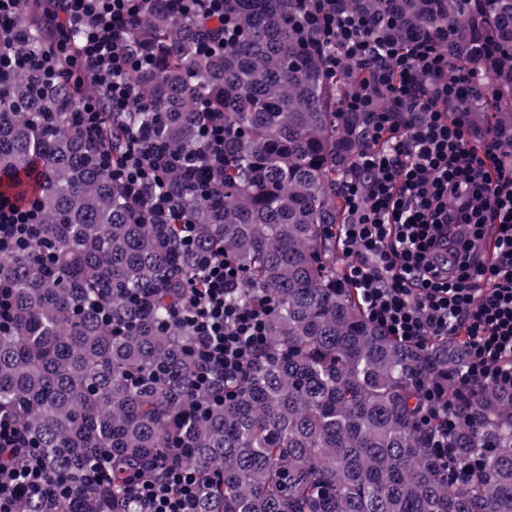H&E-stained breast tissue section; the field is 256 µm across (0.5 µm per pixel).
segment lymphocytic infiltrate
Returning a JSON list of instances; mask_svg holds the SVG:
<instances>
[{"instance_id": "obj_1", "label": "lymphocytic infiltrate", "mask_w": 512, "mask_h": 512, "mask_svg": "<svg viewBox=\"0 0 512 512\" xmlns=\"http://www.w3.org/2000/svg\"><path fill=\"white\" fill-rule=\"evenodd\" d=\"M145 0H56L59 31H79L80 67L91 76L76 114L96 133L103 125L100 97L122 112L138 98L128 76L134 67L130 23ZM171 9L203 20L202 48L224 43V0H168ZM302 25L328 46L331 73L353 67L370 77L353 81L348 112H368L372 122L338 193L348 213L339 239L350 262L344 281L354 288L372 322L405 345L432 339L458 342L465 355L462 384L512 392V142L482 131L467 118L470 106L487 99L488 82L474 80L466 63L449 67V48L430 37L401 44L388 21L341 10L332 0H310ZM201 152L184 162L191 189L204 191L224 178V115L200 102ZM101 167L154 224L170 223L176 207L164 184L172 162L150 129L129 133L120 157L104 151ZM38 212L0 197V255L35 237ZM458 225L456 267L441 272L434 250L449 225ZM203 290H191L174 321H189L195 336V410L223 400L224 385L269 346L268 305L250 307L230 299L240 281L238 266L223 249L200 260ZM422 424L438 420L431 446L451 458L448 438L457 413L444 399L443 378L422 383ZM195 470L174 462L161 477H133L125 494L136 512H198ZM66 482L50 483L35 441L16 419L0 413V512H16L21 498L37 499L55 512L69 497Z\"/></svg>"}]
</instances>
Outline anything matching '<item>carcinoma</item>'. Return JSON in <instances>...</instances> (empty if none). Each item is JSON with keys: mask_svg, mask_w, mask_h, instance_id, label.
<instances>
[{"mask_svg": "<svg viewBox=\"0 0 512 512\" xmlns=\"http://www.w3.org/2000/svg\"><path fill=\"white\" fill-rule=\"evenodd\" d=\"M390 20L400 41L448 36L491 95L470 113L512 114V0H334ZM47 0L26 5L20 44L32 59L57 54ZM303 0H224L236 34L198 49L205 30L167 0H147L130 47V82L145 100L106 113L99 134L74 122L86 85L58 58L52 86L32 64L0 73V176H36L42 231L0 256L13 320L0 332V410L37 443L50 482L79 486L103 451L112 472L58 512H135L123 474L156 476L177 459L197 470L198 512H512V392L458 377L446 339L409 347L372 323L354 290L337 286V192L371 122L343 112L349 79L329 74L303 32ZM224 113V180L191 192L181 170L165 190L194 223L151 224L98 164L127 129L148 127L180 154L200 146L196 99ZM224 247L241 271L233 299L270 300L269 352L253 360L224 402L190 413L192 328L169 313L202 288L198 257ZM448 375L458 412L446 470L419 424V382Z\"/></svg>", "mask_w": 512, "mask_h": 512, "instance_id": "cac0c4a2", "label": "carcinoma"}]
</instances>
